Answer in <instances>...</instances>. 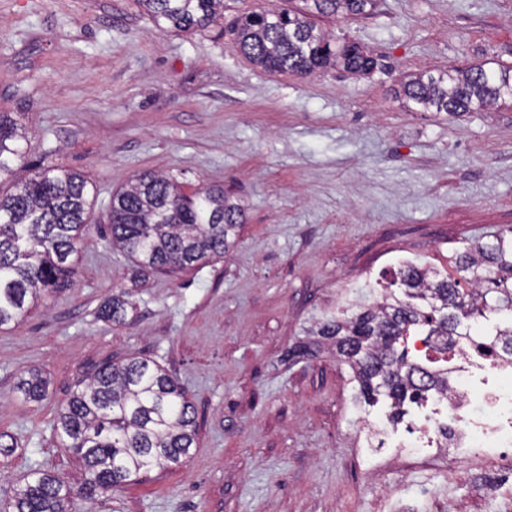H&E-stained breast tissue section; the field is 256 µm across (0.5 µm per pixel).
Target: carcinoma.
Segmentation results:
<instances>
[{"instance_id": "cac0c4a2", "label": "carcinoma", "mask_w": 512, "mask_h": 512, "mask_svg": "<svg viewBox=\"0 0 512 512\" xmlns=\"http://www.w3.org/2000/svg\"><path fill=\"white\" fill-rule=\"evenodd\" d=\"M154 22L179 32L206 31L224 17V0H136ZM300 5L233 18L226 31L235 46L266 72L309 75L340 67L369 75L377 61L358 44L328 37L320 18L370 14L376 0H299ZM398 96L423 110L458 114L512 100V69L473 67L437 75H408ZM15 112H0V177L13 176L29 139ZM96 189L79 171L47 161L0 191V327L26 317L38 301L68 288L78 244L92 219ZM112 245L134 259L137 272L183 273L224 258L244 223L242 207L224 186L185 192L174 179L144 171L113 193L107 213ZM453 271L408 264L398 271L400 295L349 318L316 323L309 335L330 341L357 383V404L384 403L398 422L404 407L448 387L436 372L408 360L413 336H464L478 319L494 316L503 345L491 355L512 356V234L499 233L452 258ZM126 292L112 295L100 315L126 323ZM16 389L27 401L47 396V381L32 368ZM54 430L75 456V484L36 468L3 512H83V505L141 474L190 458L197 447L196 409L186 389L156 362L140 357L105 363L57 407Z\"/></svg>"}]
</instances>
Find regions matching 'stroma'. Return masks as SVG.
I'll list each match as a JSON object with an SVG mask.
<instances>
[{
    "label": "stroma",
    "instance_id": "stroma-1",
    "mask_svg": "<svg viewBox=\"0 0 512 512\" xmlns=\"http://www.w3.org/2000/svg\"><path fill=\"white\" fill-rule=\"evenodd\" d=\"M320 26L377 69L269 74L230 37L157 28L135 0H0V111L19 113L31 144L17 177L50 157L98 192L73 286L0 327V431L20 442L0 458V506L30 467L76 479L56 407L104 362L146 357L191 396L198 444L97 512H384L391 485L400 512H512L500 470L358 464L349 366L326 345L297 353L319 320L381 300L404 263L444 271L512 229V103L451 115L393 94L411 73L512 67V0H378ZM145 170L188 191L223 185L243 206L223 259L136 274L103 215ZM119 288L128 325L98 315ZM32 366L42 402L14 388Z\"/></svg>",
    "mask_w": 512,
    "mask_h": 512
}]
</instances>
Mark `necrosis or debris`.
<instances>
[{"label":"necrosis or debris","mask_w":512,"mask_h":512,"mask_svg":"<svg viewBox=\"0 0 512 512\" xmlns=\"http://www.w3.org/2000/svg\"><path fill=\"white\" fill-rule=\"evenodd\" d=\"M489 343L486 336L457 339L443 367L447 394L425 403L405 434L370 418L361 431L382 437L381 453L409 472L448 462L493 468L512 459V359L483 354Z\"/></svg>","instance_id":"necrosis-or-debris-1"}]
</instances>
